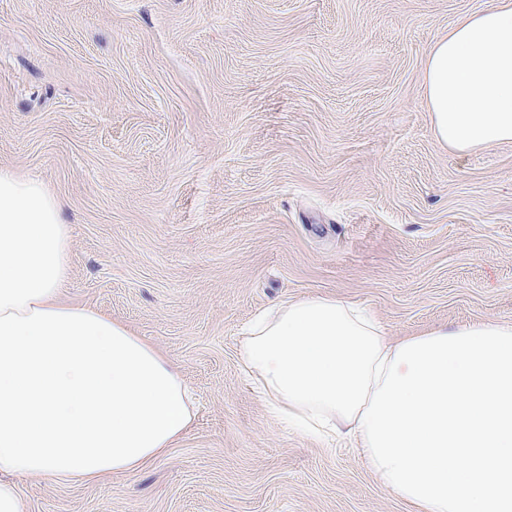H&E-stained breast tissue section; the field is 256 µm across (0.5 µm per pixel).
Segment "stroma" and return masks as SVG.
<instances>
[{
  "mask_svg": "<svg viewBox=\"0 0 512 512\" xmlns=\"http://www.w3.org/2000/svg\"><path fill=\"white\" fill-rule=\"evenodd\" d=\"M492 0H0V167L55 195L66 301L191 389L144 471L19 478L24 512H409L355 449L280 426L244 327L326 295L391 339L512 320V144L459 155L426 54Z\"/></svg>",
  "mask_w": 512,
  "mask_h": 512,
  "instance_id": "1",
  "label": "stroma"
}]
</instances>
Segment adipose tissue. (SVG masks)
<instances>
[{
	"mask_svg": "<svg viewBox=\"0 0 512 512\" xmlns=\"http://www.w3.org/2000/svg\"><path fill=\"white\" fill-rule=\"evenodd\" d=\"M422 93L449 150L512 144V0L431 45ZM69 244L45 184L0 168V474L141 471L195 419L151 343L64 301ZM242 359L277 422L354 443L416 512H512V321L394 341L359 306L312 295L252 324Z\"/></svg>",
	"mask_w": 512,
	"mask_h": 512,
	"instance_id": "ef3b65f1",
	"label": "adipose tissue"
}]
</instances>
